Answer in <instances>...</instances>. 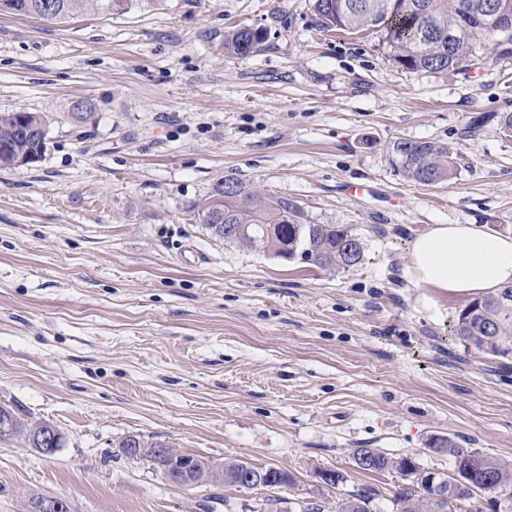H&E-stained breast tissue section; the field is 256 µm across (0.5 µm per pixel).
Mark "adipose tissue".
<instances>
[{"label": "adipose tissue", "mask_w": 512, "mask_h": 512, "mask_svg": "<svg viewBox=\"0 0 512 512\" xmlns=\"http://www.w3.org/2000/svg\"><path fill=\"white\" fill-rule=\"evenodd\" d=\"M417 286L448 294H489L512 285V235L476 224H435L410 242Z\"/></svg>", "instance_id": "1"}]
</instances>
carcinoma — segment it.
Wrapping results in <instances>:
<instances>
[{
	"instance_id": "1",
	"label": "carcinoma",
	"mask_w": 512,
	"mask_h": 512,
	"mask_svg": "<svg viewBox=\"0 0 512 512\" xmlns=\"http://www.w3.org/2000/svg\"><path fill=\"white\" fill-rule=\"evenodd\" d=\"M312 8L327 30L377 31L384 36L392 60L406 69L443 73L468 67L472 58L487 49L499 50L498 33L490 18L477 20L462 11L467 4L478 9L484 0H311ZM124 0H0V12L39 16L48 14L65 20L83 12H112ZM264 41L259 29L240 27L224 37V48L237 54L255 51ZM16 113L0 114V144L11 152L12 162L0 168H14L16 162L32 164L43 158L47 146L34 134L18 130ZM395 162L407 178L425 185L444 183L453 175L454 152L435 141L399 140L391 147ZM200 223L216 238L228 243L290 258L321 267L350 268L363 260V245L347 226L305 224L300 210L284 198L245 185L235 178L218 184L198 212ZM453 336L465 347H473L493 358L512 357V286L500 288L472 301L453 325ZM33 423L15 416L13 439L31 444ZM136 443L146 449L145 457L160 469L168 460L153 453L160 442L147 443L129 437L120 443L127 448ZM437 450L453 459V473L447 480L455 484L458 501L473 500L482 492L500 491L512 499V462L491 459L475 449L462 448L451 438H439ZM377 448H357L355 457H377L367 472L395 471L409 479L397 491L401 512H452L453 505L430 494L419 478L420 468L408 457L379 456ZM376 496L363 490L338 503L336 512H372Z\"/></svg>"
}]
</instances>
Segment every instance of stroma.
<instances>
[{
  "instance_id": "35a3bbf8",
  "label": "stroma",
  "mask_w": 512,
  "mask_h": 512,
  "mask_svg": "<svg viewBox=\"0 0 512 512\" xmlns=\"http://www.w3.org/2000/svg\"><path fill=\"white\" fill-rule=\"evenodd\" d=\"M243 26L260 49L225 50ZM18 111L45 117L48 143L0 169V405L65 441L51 456L0 442V512L36 495L70 512H262L266 490L170 482L124 453L130 436L278 467L293 482L276 497L329 512L365 486L374 512H400L403 478L359 470L357 448L445 474L439 436L512 460V360L455 341L470 297L408 273L432 225L512 234V54L411 71L379 34L323 29L311 0L0 14V113ZM398 140L451 146V179L406 178ZM228 177L350 226L362 263L213 237L197 206Z\"/></svg>"
}]
</instances>
